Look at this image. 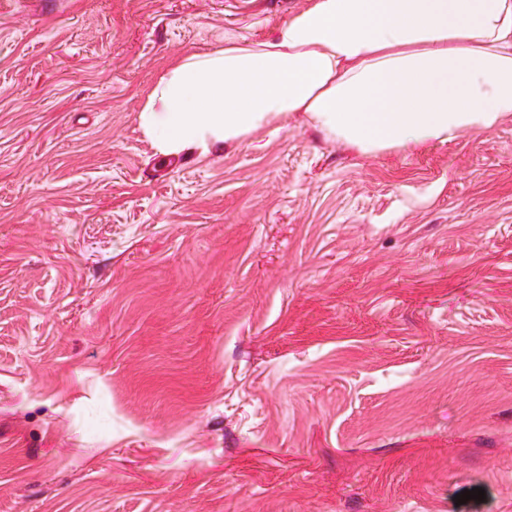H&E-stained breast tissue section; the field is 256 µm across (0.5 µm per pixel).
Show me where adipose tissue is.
<instances>
[{
	"mask_svg": "<svg viewBox=\"0 0 512 512\" xmlns=\"http://www.w3.org/2000/svg\"><path fill=\"white\" fill-rule=\"evenodd\" d=\"M285 117L364 156L512 120V0H306L266 40L175 60L138 114L166 157Z\"/></svg>",
	"mask_w": 512,
	"mask_h": 512,
	"instance_id": "adipose-tissue-1",
	"label": "adipose tissue"
}]
</instances>
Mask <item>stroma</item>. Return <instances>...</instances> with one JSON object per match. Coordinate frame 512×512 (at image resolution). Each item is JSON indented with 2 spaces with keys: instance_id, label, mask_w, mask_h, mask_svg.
Returning a JSON list of instances; mask_svg holds the SVG:
<instances>
[{
  "instance_id": "obj_1",
  "label": "stroma",
  "mask_w": 512,
  "mask_h": 512,
  "mask_svg": "<svg viewBox=\"0 0 512 512\" xmlns=\"http://www.w3.org/2000/svg\"><path fill=\"white\" fill-rule=\"evenodd\" d=\"M303 3L0 0V512H512V121L138 129Z\"/></svg>"
}]
</instances>
